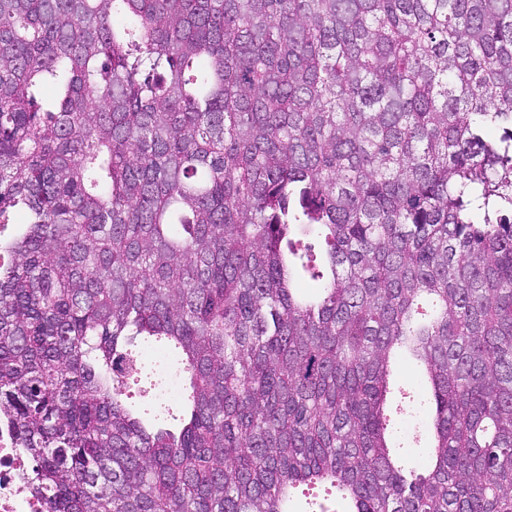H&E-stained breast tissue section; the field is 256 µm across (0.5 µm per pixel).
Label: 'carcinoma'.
<instances>
[{
    "label": "carcinoma",
    "mask_w": 512,
    "mask_h": 512,
    "mask_svg": "<svg viewBox=\"0 0 512 512\" xmlns=\"http://www.w3.org/2000/svg\"><path fill=\"white\" fill-rule=\"evenodd\" d=\"M0 420L45 512H512V0H0ZM420 373L414 366L395 368L391 376V391L388 395V412L394 417L396 425H401L406 420L409 395L418 390ZM406 397V398H405ZM156 379L157 378L154 375H144L139 386H135V388L133 389V391H135V394L133 395L134 397L129 401H133L136 404L145 407L150 406L155 401V399L158 398V396H161V394H163L164 390L169 386V384L174 382L173 378L169 377L163 384V386L157 384L156 386H154V384L156 383ZM163 397L167 399L165 395ZM170 404L173 406V412L177 413L175 402L170 401Z\"/></svg>",
    "instance_id": "carcinoma-1"
}]
</instances>
